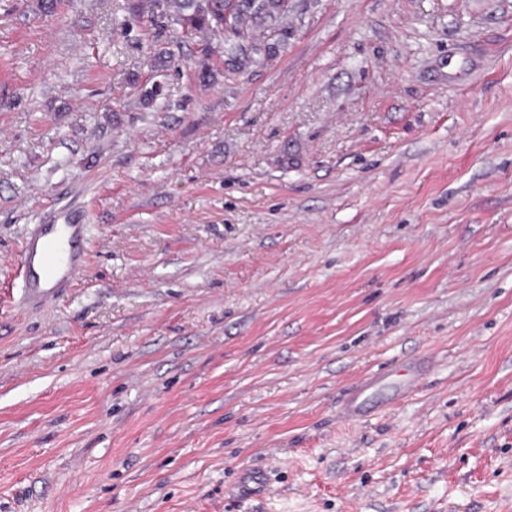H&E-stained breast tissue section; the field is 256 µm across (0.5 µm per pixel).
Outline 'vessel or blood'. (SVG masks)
Wrapping results in <instances>:
<instances>
[{
  "mask_svg": "<svg viewBox=\"0 0 512 512\" xmlns=\"http://www.w3.org/2000/svg\"><path fill=\"white\" fill-rule=\"evenodd\" d=\"M84 227L71 221L55 220L39 225L27 239L22 250V286L32 302L48 299L80 271V255L76 249ZM239 491L246 496H257L267 489L261 472L242 470L238 480Z\"/></svg>",
  "mask_w": 512,
  "mask_h": 512,
  "instance_id": "b4317fda",
  "label": "vessel or blood"
}]
</instances>
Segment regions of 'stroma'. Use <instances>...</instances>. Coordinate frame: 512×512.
Here are the masks:
<instances>
[{
    "label": "stroma",
    "mask_w": 512,
    "mask_h": 512,
    "mask_svg": "<svg viewBox=\"0 0 512 512\" xmlns=\"http://www.w3.org/2000/svg\"><path fill=\"white\" fill-rule=\"evenodd\" d=\"M41 2L0 0V512H512V0H303L206 86L165 0ZM62 214L64 223H58L57 217L46 224H39L37 231L23 245L22 288L29 302L47 300L80 271L76 245L83 235L84 224H73L67 212ZM65 238L70 243L67 257L62 247ZM238 488L241 495L248 497L258 496L267 489L264 475L260 471L249 469L242 470L238 480Z\"/></svg>",
    "instance_id": "1"
}]
</instances>
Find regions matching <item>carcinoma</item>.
<instances>
[{"label":"carcinoma","mask_w":512,"mask_h":512,"mask_svg":"<svg viewBox=\"0 0 512 512\" xmlns=\"http://www.w3.org/2000/svg\"><path fill=\"white\" fill-rule=\"evenodd\" d=\"M171 21L197 34L198 78H211L213 42L224 43V80L275 58L291 37L287 0H166Z\"/></svg>","instance_id":"cac0c4a2"}]
</instances>
